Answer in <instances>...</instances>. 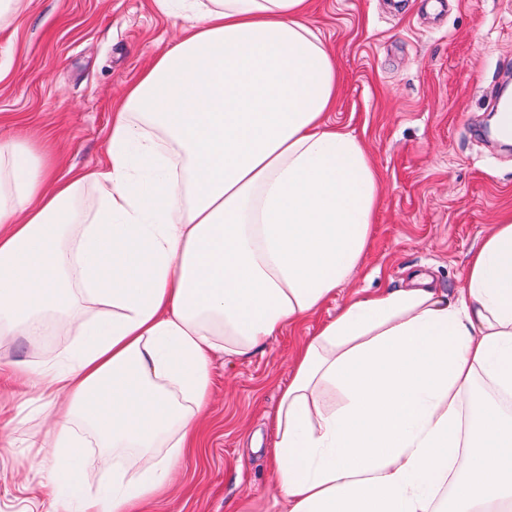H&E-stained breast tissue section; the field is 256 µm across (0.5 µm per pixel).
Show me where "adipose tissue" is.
I'll return each mask as SVG.
<instances>
[{"instance_id": "ef3b65f1", "label": "adipose tissue", "mask_w": 512, "mask_h": 512, "mask_svg": "<svg viewBox=\"0 0 512 512\" xmlns=\"http://www.w3.org/2000/svg\"><path fill=\"white\" fill-rule=\"evenodd\" d=\"M152 3L187 25L114 106L104 166L57 178L36 140L0 141V339L74 337L37 369L65 512L166 487L210 351L248 356L315 312L375 222L377 171L327 120L341 79L312 0ZM275 430L283 512H512V215L458 297L348 301L301 349ZM86 433L116 470L96 496Z\"/></svg>"}]
</instances>
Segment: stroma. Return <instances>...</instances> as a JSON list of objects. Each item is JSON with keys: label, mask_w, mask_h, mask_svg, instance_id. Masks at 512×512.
Instances as JSON below:
<instances>
[{"label": "stroma", "mask_w": 512, "mask_h": 512, "mask_svg": "<svg viewBox=\"0 0 512 512\" xmlns=\"http://www.w3.org/2000/svg\"><path fill=\"white\" fill-rule=\"evenodd\" d=\"M343 85L332 121L361 139L381 180L362 265L315 314L286 325L246 359L211 356L212 385L195 439L168 487L134 512H279L273 416L293 358L354 292L409 288L426 275L457 297L470 252L512 212V152L481 128L512 75V0H313ZM183 20L152 0H31L0 50V137H49L60 174L106 159L112 108ZM68 342L0 344V512H49L47 468L33 464L50 429L43 402L10 364L37 368Z\"/></svg>", "instance_id": "1"}]
</instances>
